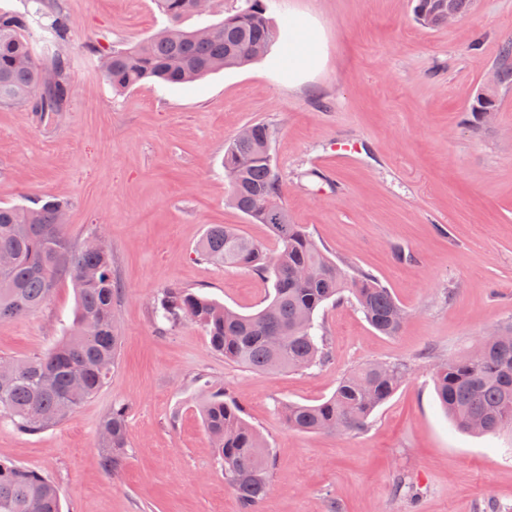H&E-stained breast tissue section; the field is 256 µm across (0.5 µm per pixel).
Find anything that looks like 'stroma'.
Here are the masks:
<instances>
[{
    "label": "stroma",
    "instance_id": "obj_1",
    "mask_svg": "<svg viewBox=\"0 0 512 512\" xmlns=\"http://www.w3.org/2000/svg\"><path fill=\"white\" fill-rule=\"evenodd\" d=\"M46 2L71 21L60 51L72 90L49 121L0 105V204L50 196L67 205L72 241L101 233L121 343L110 380L71 419L37 436L0 426V459L54 480L65 512H241L200 414L207 380L273 454L260 512H512V434L458 431L432 381L439 361L512 322V85L492 119L474 110L512 43V0H474L437 30L417 23L412 0H273L284 37L263 60L123 93L100 59L163 27L154 0ZM254 122L275 130L291 221L391 289L408 312L398 335L377 333L353 302L329 304L330 361L267 374L225 361L191 322L156 324L170 284L241 313L266 304L270 285L195 252L212 224L277 248L224 203V147ZM74 305L63 282L34 314L0 322V356L50 349ZM374 361L408 373L363 431L288 428L282 403H319ZM117 401L129 406L128 455L110 478L98 438Z\"/></svg>",
    "mask_w": 512,
    "mask_h": 512
}]
</instances>
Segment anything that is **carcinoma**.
Segmentation results:
<instances>
[{"label": "carcinoma", "mask_w": 512, "mask_h": 512, "mask_svg": "<svg viewBox=\"0 0 512 512\" xmlns=\"http://www.w3.org/2000/svg\"><path fill=\"white\" fill-rule=\"evenodd\" d=\"M198 0H156L167 25L150 38L112 51L101 61L103 79L117 92L145 80L182 84L216 71L240 68L263 56L281 31L268 15L267 0H239L218 19L196 13ZM472 0H416L419 24L437 29L448 7L462 14ZM193 26H185L190 20ZM28 15L0 12V104H41L49 120L71 93L66 58L56 52L48 65L34 55ZM53 42L71 35V22L52 11ZM497 85L512 83V46L503 49ZM274 130L265 123L244 128L224 150L228 203L254 224H265L278 242L271 255L230 224H212L198 256L226 269L247 271L272 283L262 309L239 313L186 288H162L156 318L173 327L188 319L200 326L212 350L242 367L265 373L299 371L329 360L316 317L328 302L355 299L368 324L397 335L406 310L392 292L363 270L336 263L300 224L288 220L283 184L274 168ZM63 202L0 206V321L15 320L46 305L58 282L70 281L76 306L70 326L52 348L25 358H0V423L21 435H39L67 420L109 380L120 336L112 302L120 286L112 277V254L95 235L76 244L64 231ZM405 366L369 362L347 374L318 404L285 403L289 428L304 433L360 431L375 409L402 382ZM440 404L456 428L471 435L512 431V323L499 326L461 355L436 366ZM199 409L217 460L233 486L242 512H259L271 488L273 455L242 407L224 390L207 392ZM127 407L118 402L100 425L105 473H118L127 448ZM0 512H63L57 485L39 471L0 460Z\"/></svg>", "instance_id": "obj_1"}]
</instances>
